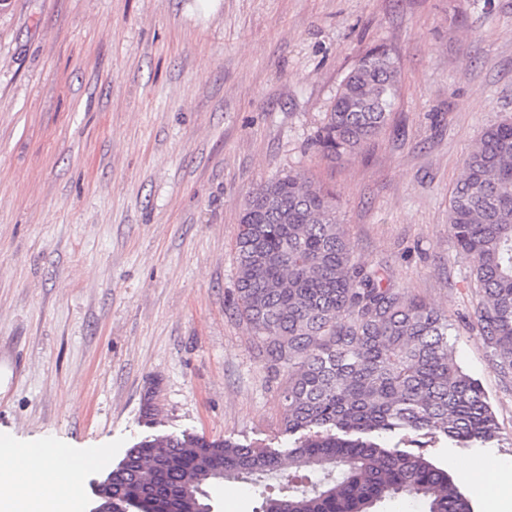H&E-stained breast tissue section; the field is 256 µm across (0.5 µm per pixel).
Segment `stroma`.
<instances>
[{
	"label": "stroma",
	"instance_id": "obj_1",
	"mask_svg": "<svg viewBox=\"0 0 512 512\" xmlns=\"http://www.w3.org/2000/svg\"><path fill=\"white\" fill-rule=\"evenodd\" d=\"M375 47L400 98L330 161L313 140ZM510 116L512 0H15L0 13V436L82 457L79 512L149 434V397L159 432L287 451L288 375L236 311L234 256L246 193L302 168L335 190L358 259L445 311L499 424L485 448L404 451L503 467L488 494L459 485L473 512L512 506V379L470 326V265L448 237L464 157ZM207 491L214 512H253L247 483Z\"/></svg>",
	"mask_w": 512,
	"mask_h": 512
}]
</instances>
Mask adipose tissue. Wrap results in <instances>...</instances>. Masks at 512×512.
Segmentation results:
<instances>
[{
	"label": "adipose tissue",
	"mask_w": 512,
	"mask_h": 512,
	"mask_svg": "<svg viewBox=\"0 0 512 512\" xmlns=\"http://www.w3.org/2000/svg\"><path fill=\"white\" fill-rule=\"evenodd\" d=\"M74 475L29 446L0 452V512H78Z\"/></svg>",
	"instance_id": "ef3b65f1"
}]
</instances>
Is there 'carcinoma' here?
Returning a JSON list of instances; mask_svg holds the SVG:
<instances>
[{
  "instance_id": "cac0c4a2",
  "label": "carcinoma",
  "mask_w": 512,
  "mask_h": 512,
  "mask_svg": "<svg viewBox=\"0 0 512 512\" xmlns=\"http://www.w3.org/2000/svg\"><path fill=\"white\" fill-rule=\"evenodd\" d=\"M366 58V67L340 83L316 135L330 158L378 136L395 109L396 62L374 50ZM448 236L476 284L472 328L506 377L512 118L487 128L464 158L449 200ZM235 262L237 312L260 339L266 367L288 372L284 425L300 437L281 454L186 434L148 435L111 471L113 512H211L205 487L225 477L253 486L256 512H389L404 498L423 512H472L447 471L380 439L423 435L484 446L499 435L496 417L453 359L445 313L384 284V269L355 260L335 193L303 169L249 191Z\"/></svg>"
}]
</instances>
